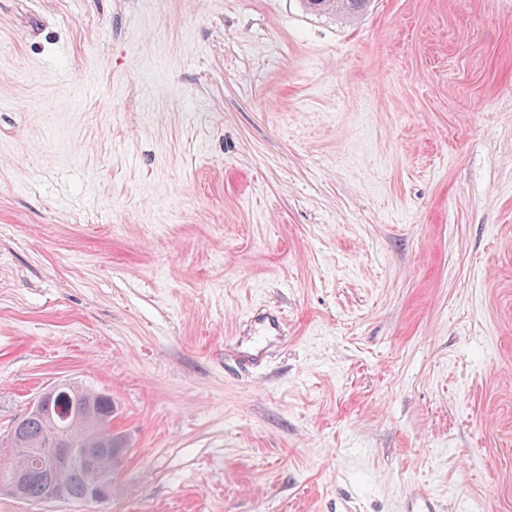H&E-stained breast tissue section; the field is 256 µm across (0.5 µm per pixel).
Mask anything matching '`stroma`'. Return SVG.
<instances>
[{
    "label": "stroma",
    "mask_w": 512,
    "mask_h": 512,
    "mask_svg": "<svg viewBox=\"0 0 512 512\" xmlns=\"http://www.w3.org/2000/svg\"><path fill=\"white\" fill-rule=\"evenodd\" d=\"M70 382L84 512H512V0H0V436ZM369 0H302L307 10L316 13H335L354 16L363 12ZM69 389L70 386L66 383L53 386L44 393L33 407V410L41 404L46 396L64 401L70 398V394L73 399L71 410H68L69 405L66 407L63 404L59 405L55 401L48 400L37 413L27 412L18 420L9 431L7 441L14 438L21 444L19 448H39L55 429L56 424L62 422L63 416L69 411H71V417L69 418L71 433L75 438L88 443L91 447L106 442L110 435H112L113 441L115 435L112 434V424L107 425L112 421V413H114L112 396L101 391L75 386H71L69 394ZM100 394L108 397L100 398ZM83 411H89L98 416L106 423V426L90 419ZM404 504L403 512H440L441 510L433 496L415 487L408 490Z\"/></svg>",
    "instance_id": "35a3bbf8"
}]
</instances>
